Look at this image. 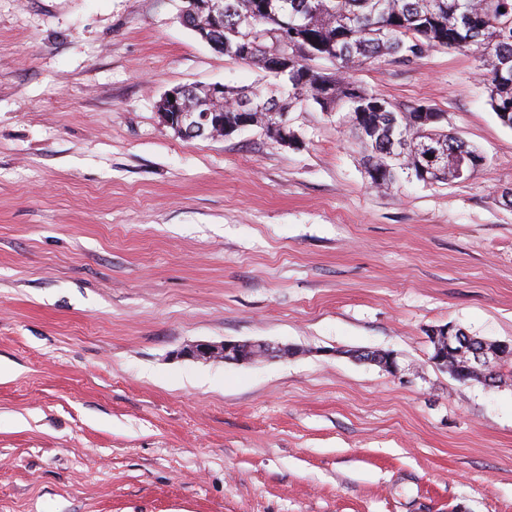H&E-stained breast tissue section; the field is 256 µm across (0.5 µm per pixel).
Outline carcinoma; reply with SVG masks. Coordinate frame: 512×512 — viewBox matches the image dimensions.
Instances as JSON below:
<instances>
[{
	"instance_id": "1",
	"label": "carcinoma",
	"mask_w": 512,
	"mask_h": 512,
	"mask_svg": "<svg viewBox=\"0 0 512 512\" xmlns=\"http://www.w3.org/2000/svg\"><path fill=\"white\" fill-rule=\"evenodd\" d=\"M224 18L189 17L209 27V46L224 55L274 74L272 87H224L218 107L232 120L253 111L258 100L273 113L313 103L323 112H345L363 150L369 184L387 189L407 173L418 176L422 143L448 150V159L469 158L473 172L484 165L472 144L439 125L418 121L435 108L418 104L402 111L350 73L379 61L414 63L430 50L478 55L488 105L500 124L512 129V0H221ZM280 30L301 53L288 69L273 73L270 38ZM325 60L327 73L310 65Z\"/></svg>"
}]
</instances>
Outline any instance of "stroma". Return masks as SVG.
<instances>
[{"instance_id": "stroma-1", "label": "stroma", "mask_w": 512, "mask_h": 512, "mask_svg": "<svg viewBox=\"0 0 512 512\" xmlns=\"http://www.w3.org/2000/svg\"><path fill=\"white\" fill-rule=\"evenodd\" d=\"M181 6L0 0V512H512V360L462 383L427 338L512 342V129L478 58L354 71L485 156L375 189L336 113L293 109L286 143L167 126L174 88L272 81ZM226 340L295 353L182 355ZM288 347L275 346L266 341H229L221 343L199 342L189 346L182 354L196 361H224V364H250L261 359L288 356Z\"/></svg>"}]
</instances>
